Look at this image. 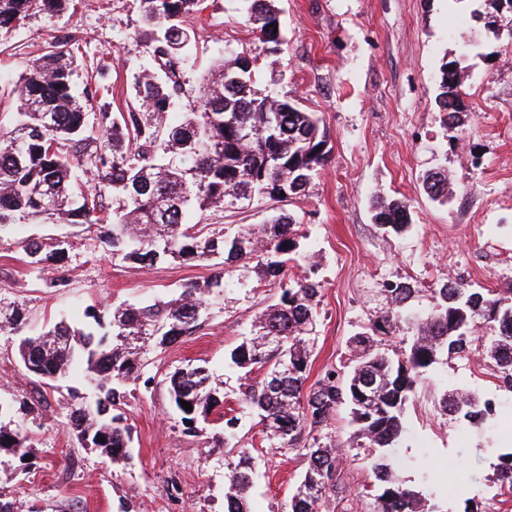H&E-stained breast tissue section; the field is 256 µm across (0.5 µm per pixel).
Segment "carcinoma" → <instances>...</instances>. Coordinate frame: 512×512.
Returning a JSON list of instances; mask_svg holds the SVG:
<instances>
[{
  "mask_svg": "<svg viewBox=\"0 0 512 512\" xmlns=\"http://www.w3.org/2000/svg\"><path fill=\"white\" fill-rule=\"evenodd\" d=\"M69 0H0V30L15 28L34 9L54 16ZM246 22L253 25L265 51L284 45L275 0H242ZM198 0H138L143 20L155 29L149 54L164 77L144 73L136 85L138 112H121L98 125L91 120L89 93L79 95L74 76L77 57L70 49L47 52L28 64L14 86L19 112L11 126L0 124V233L27 220L48 216L70 224H91L112 257L152 266L160 260L183 263L222 259L223 268L209 280L190 281L168 301L118 305L105 312L85 310L81 327L62 319L37 335L25 334L22 304L0 299V333L19 337L23 367L48 385L80 367L93 386L95 408L65 405L66 427L83 448H98L112 464L131 459L132 425L126 415L129 383L142 380L144 391L155 383L143 361L147 345L166 347L198 331L211 303L224 292V272L238 262H256L265 276H284L299 264L295 238L300 224L291 213L272 216L228 234L212 229L193 214L239 210L266 200L288 202L303 195L325 166L327 133L320 119L285 97L256 87L261 55L231 54L214 65L200 95L181 79L177 61L191 45L186 19ZM463 76L441 67L437 102L450 130L458 127ZM189 111L174 120L176 101ZM92 172L95 184L78 181L74 170ZM423 187L433 200L448 198V173H428ZM119 199L109 211V197ZM376 224L395 233L410 222V205L382 201ZM72 243L26 239L22 249L43 272L68 258ZM381 291L390 305L368 330L350 338L353 358L348 373L330 368L305 388L310 371V335L315 330L322 284L305 277L282 289L249 334L229 353L244 371V405L260 417L268 440L281 447L304 446L306 469L285 512H324L329 501L342 502L346 485L332 422L339 408H350L358 448H373L369 461L376 489L372 512H447L420 488L400 477L392 449L408 435L405 411L415 389L446 355L465 357L472 330L486 326L494 338L486 359L495 367L500 387L512 393V297L478 290L463 282L443 281L431 290V309L418 312L408 299L417 292L403 282L388 281ZM406 332L400 347L390 348V330ZM189 433L219 407L224 381L204 366L174 370L163 380ZM191 404L185 410L180 401ZM439 409L456 413L464 424L481 428L493 412L492 401L458 389L443 393ZM10 408L0 404V451L28 447L30 434L4 423ZM238 418L224 421L217 440L237 444ZM253 457L239 452L227 464L224 512H252ZM494 475L512 488V451L497 455Z\"/></svg>",
  "mask_w": 512,
  "mask_h": 512,
  "instance_id": "obj_1",
  "label": "carcinoma"
}]
</instances>
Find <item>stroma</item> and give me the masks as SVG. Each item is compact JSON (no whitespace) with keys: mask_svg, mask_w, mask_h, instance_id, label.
I'll return each instance as SVG.
<instances>
[{"mask_svg":"<svg viewBox=\"0 0 512 512\" xmlns=\"http://www.w3.org/2000/svg\"><path fill=\"white\" fill-rule=\"evenodd\" d=\"M285 44L265 58L260 84L282 93L321 119L328 132L329 160L299 199L269 201L243 211L207 213L210 224L231 227L264 223L278 210L298 216V251L305 266L288 269L286 280L311 275L323 285L308 380L350 364V337L369 327L385 303L382 282L414 287L412 305L433 304L431 288L452 279L512 296V35L487 31L478 14L484 0H278ZM187 26L194 33L183 78L196 84L225 51L259 53L263 46L241 11L240 0H202ZM152 32L136 0H72L58 16L32 11L24 25L0 31V113L17 109L10 89L29 61L50 46L69 43L82 65L78 89L92 92L94 112L118 114L137 108L136 81L150 64ZM456 62L463 72L461 131H450L435 103L440 67ZM447 170V203L431 200L422 178ZM405 199L411 225L385 232L373 220L379 199ZM67 236L75 247L59 269L63 287H47L24 261L27 238ZM216 262H160L144 267L112 258L96 227L37 220L0 237V298L25 305L31 331L59 320L80 324L87 307L108 308L176 296L182 285L209 279ZM224 299L202 326L165 348L145 355L152 372L204 366L224 377V407L239 419V448L255 461L252 512H283L306 463L301 449L269 446L256 417L240 400L244 375L224 358L241 343L256 316L279 295V282L254 268L227 274ZM491 336L472 335L470 359L434 365L406 410L409 434L396 455L421 457L423 467L402 469L406 479L434 474L447 487L449 512H459L454 491L459 473L473 475L469 496L486 512H512V492L492 480L495 433L468 429L442 414L443 391L475 390L504 402L489 363L478 350ZM89 393L83 373L70 374L56 390L38 385L20 364L13 341L0 336V401L14 405V426L30 430L27 456L0 452V474L22 512H223L226 465L239 448L212 440L222 423L197 436L183 433L164 387L132 399L130 465L113 467L101 452L80 447L66 425L69 389ZM41 398L42 419L18 411L24 398ZM348 408L335 421L345 448L347 498L329 512H370L371 451L350 447Z\"/></svg>","mask_w":512,"mask_h":512,"instance_id":"1","label":"stroma"}]
</instances>
